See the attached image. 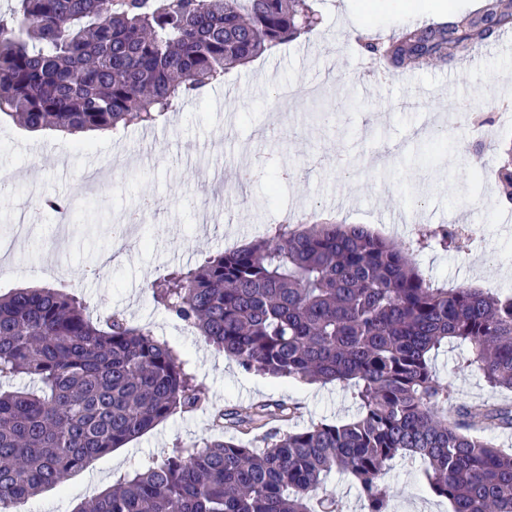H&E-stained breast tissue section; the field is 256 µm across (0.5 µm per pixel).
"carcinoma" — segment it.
<instances>
[{"mask_svg": "<svg viewBox=\"0 0 512 512\" xmlns=\"http://www.w3.org/2000/svg\"><path fill=\"white\" fill-rule=\"evenodd\" d=\"M0 14V112L27 130L71 135L151 125L180 99L313 31L312 0H18ZM400 35L353 37L385 77L451 65L512 33V0ZM512 204V143L495 172ZM460 231L425 236L443 246ZM154 300L244 370L354 388L357 416L263 437L295 408L220 412L241 438L174 448L76 512H342L332 473L359 486L365 512H387L384 471L417 457L451 512H512V454L481 434L512 430V406L461 405L432 360L450 343L491 387L512 388V296L439 288L410 249L363 224H281L265 238L151 284ZM0 512L25 505L91 459L120 448L201 396L183 362L146 327L93 322L75 297L47 287L0 295Z\"/></svg>", "mask_w": 512, "mask_h": 512, "instance_id": "obj_1", "label": "carcinoma"}]
</instances>
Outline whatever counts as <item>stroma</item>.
<instances>
[{"label": "stroma", "instance_id": "obj_1", "mask_svg": "<svg viewBox=\"0 0 512 512\" xmlns=\"http://www.w3.org/2000/svg\"><path fill=\"white\" fill-rule=\"evenodd\" d=\"M320 17L307 37L232 70L200 100H184L143 137L132 126L76 137L30 132L0 114V294L20 286H52L74 295L91 318L116 315L148 327L167 342L192 374L204 399L123 447L97 457L58 487L32 498L25 512L74 508L174 446L229 438L213 425L218 410L247 411L256 404L293 403L299 414L280 431L318 422L342 423L357 413L352 387L304 383L245 372L216 353L192 328L158 305L149 284L205 258L272 234L324 219L364 224L412 250L422 275L437 285L473 286L512 295V208L499 204L494 173L500 142L512 126L488 129L474 158L467 112L512 100V35L452 66L407 70L362 88L352 37L368 30L388 35L413 25L404 11H379L369 0H313ZM294 91L288 111L274 112L280 88ZM87 149H80L79 141ZM264 178L237 188L245 161ZM116 171L89 196L78 197L88 162ZM42 196L74 200L66 241L60 218L41 212L35 244L13 240L16 207L31 186ZM157 200L136 228L138 242L108 256L113 224L140 197ZM468 226L478 237L457 245L419 248V228ZM456 345L442 349L434 370L453 404L512 405V389L493 388L464 367ZM383 481L395 496L390 512H448L447 500L427 486L419 462L394 460Z\"/></svg>", "mask_w": 512, "mask_h": 512}]
</instances>
